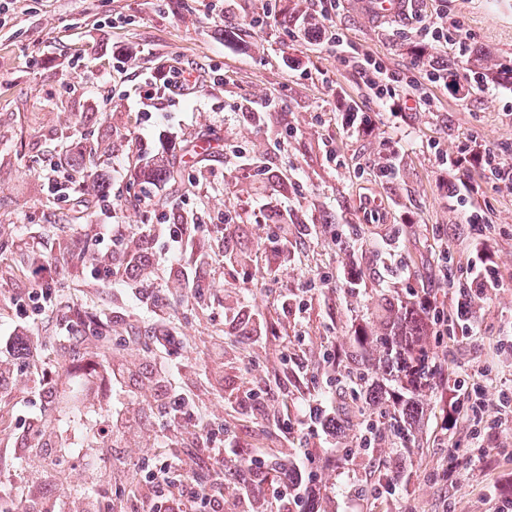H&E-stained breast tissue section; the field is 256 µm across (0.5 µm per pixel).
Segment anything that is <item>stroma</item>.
Instances as JSON below:
<instances>
[{"label":"stroma","instance_id":"stroma-1","mask_svg":"<svg viewBox=\"0 0 512 512\" xmlns=\"http://www.w3.org/2000/svg\"><path fill=\"white\" fill-rule=\"evenodd\" d=\"M271 1L277 19L253 26ZM307 7L228 0L220 19L210 0H10L0 28V512H131L120 489L168 456L200 478L219 477L224 512H243L231 454L204 450L190 427L159 431L158 323L130 307L138 271H125L123 289L113 290L81 260L88 252L111 262L97 225L141 223L145 195L178 219L228 217L236 226L230 242L200 241L235 256L206 267L209 295L183 301L178 271L154 272L169 286L176 384L216 438L264 447L289 466L304 456L324 491L317 512H493L498 496L512 495L503 482L512 426L485 438L478 459L469 418L442 424L459 382H480L491 404L512 388V347L498 344L512 334V189L444 164L477 145L512 157V85L479 84L468 64L474 54L512 61V0H415L409 15L374 20L343 0L337 32L380 59L398 87L423 88L424 99L399 94L386 105L314 33L291 34L287 20ZM419 15L446 17L449 42L411 37ZM433 60L452 66L460 91L427 81ZM165 63L193 70L196 84L142 115L134 92ZM271 98L278 107H267ZM392 140L397 171L384 179L376 165ZM242 155L256 174L243 173ZM151 158L177 162V179L139 183L135 173ZM43 161L83 177L78 200L54 199L33 173ZM450 178L460 197H449ZM103 195L112 214L99 212ZM255 198L284 223L319 224L322 234H295L277 250L250 209ZM475 210L491 226L485 246L503 282L472 302L478 335L457 328L431 338L443 376L422 396L423 426L407 453L396 438L355 448L368 419L355 394L377 376L356 335L379 327L386 301L410 306L424 291L455 316L476 250L466 226ZM35 249L59 271L60 305L24 322L8 296L28 291L23 271ZM243 288L262 314L261 335L236 318ZM72 307L96 315V332L60 335ZM330 378L344 426L335 447L316 449L298 430L282 436V402L297 405ZM264 386L260 407L241 404L244 389ZM383 474L395 494L370 496Z\"/></svg>","mask_w":512,"mask_h":512}]
</instances>
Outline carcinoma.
Here are the masks:
<instances>
[{
  "mask_svg": "<svg viewBox=\"0 0 512 512\" xmlns=\"http://www.w3.org/2000/svg\"><path fill=\"white\" fill-rule=\"evenodd\" d=\"M472 68L481 77L512 81V63L490 65L484 58H475ZM432 325L433 317L429 313L400 305L389 308L382 331L364 330L356 337L359 346L372 356L373 366L389 370L398 384L400 398L394 403L393 410L386 412L379 429L382 441L391 436L410 438L418 432L410 414L419 405L422 393L435 385L437 377V368L429 360L427 345Z\"/></svg>",
  "mask_w": 512,
  "mask_h": 512,
  "instance_id": "obj_1",
  "label": "carcinoma"
}]
</instances>
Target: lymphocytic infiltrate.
Instances as JSON below:
<instances>
[{"mask_svg": "<svg viewBox=\"0 0 512 512\" xmlns=\"http://www.w3.org/2000/svg\"><path fill=\"white\" fill-rule=\"evenodd\" d=\"M315 15L328 20L327 28L321 34L326 43L334 47L337 55L351 56L352 62L369 75V87L378 100H385L394 92L386 68L366 54L357 52L354 46L337 34L330 20L335 15L339 0H310ZM190 74L186 70L174 67H162L145 76L139 86V104L142 111L155 108L157 101L173 95L176 91L188 87ZM228 238L230 227L226 224H176L169 217L152 212L146 213L139 224H104L100 227L99 239L113 248H123L124 262L129 267H139L145 262L140 251L127 249L130 240H163L164 250L156 259L157 264L168 265L178 261L183 254L195 256L196 268L182 274L181 286L186 296L199 297L206 289L199 269L212 263L213 258L198 248L200 235ZM32 274L35 286L28 295L12 296L11 301L20 312L33 309L47 310L57 286L55 270L44 256L32 257ZM469 296L463 297L457 304V317L467 324V333H475L471 325V307L473 296L485 294L487 289L501 287L498 271L486 251H478L474 261L466 272ZM328 389L318 390L307 399L295 421H283V432H291L300 427L310 438L327 442L335 430L330 414ZM122 496L135 502L134 512H224V505L214 499L206 486L195 481L183 468L172 460L165 459L146 475L136 477L121 490ZM321 490L313 478L304 475L300 467H293L281 473L264 512H294L300 504L311 503L319 498Z\"/></svg>", "mask_w": 512, "mask_h": 512, "instance_id": "obj_1", "label": "lymphocytic infiltrate"}]
</instances>
